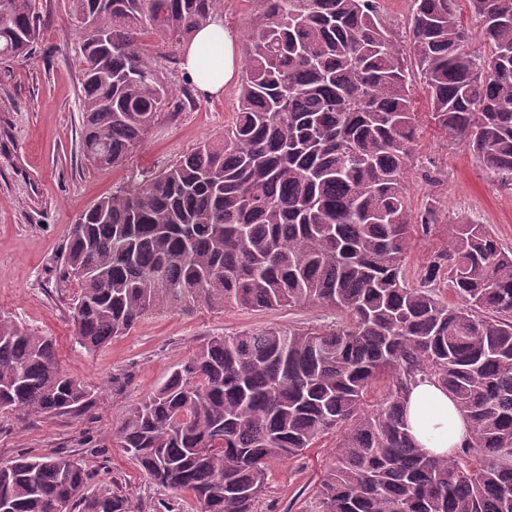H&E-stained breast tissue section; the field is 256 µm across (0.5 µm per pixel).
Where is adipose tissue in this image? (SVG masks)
<instances>
[{"mask_svg": "<svg viewBox=\"0 0 512 512\" xmlns=\"http://www.w3.org/2000/svg\"><path fill=\"white\" fill-rule=\"evenodd\" d=\"M181 67L200 93L216 97L237 74V35L214 17L201 27L181 53ZM408 433L424 451L448 455L463 447L470 437L466 420L458 412L447 391L433 379L417 377L405 403Z\"/></svg>", "mask_w": 512, "mask_h": 512, "instance_id": "ef3b65f1", "label": "adipose tissue"}]
</instances>
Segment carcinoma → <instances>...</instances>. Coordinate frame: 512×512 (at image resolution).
Returning <instances> with one entry per match:
<instances>
[{
	"label": "carcinoma",
	"instance_id": "obj_1",
	"mask_svg": "<svg viewBox=\"0 0 512 512\" xmlns=\"http://www.w3.org/2000/svg\"><path fill=\"white\" fill-rule=\"evenodd\" d=\"M263 4L224 142H202L72 225L76 342L96 351L149 311L195 303L321 306L339 317L324 330L209 337L127 411L120 447L200 512H255L271 464L336 430L318 512H512V248L483 224L450 223L409 279L414 238L447 215L436 201L414 211L405 180L415 68L447 142L512 186V0H414L406 39L379 0ZM69 8L84 59V158L118 165L172 95L144 39L180 48L222 0ZM466 8L481 22V51L460 20ZM40 25L36 0H0V61L30 54ZM418 375L448 390L472 430L466 447L433 456L407 433ZM379 382L386 397L368 411ZM87 397L50 337L0 315V411L66 414ZM88 479L68 456L22 454L0 464V512H67L73 501L81 512H136L122 495L86 494Z\"/></svg>",
	"mask_w": 512,
	"mask_h": 512
}]
</instances>
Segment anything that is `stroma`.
I'll use <instances>...</instances> for the list:
<instances>
[{"label":"stroma","mask_w":512,"mask_h":512,"mask_svg":"<svg viewBox=\"0 0 512 512\" xmlns=\"http://www.w3.org/2000/svg\"><path fill=\"white\" fill-rule=\"evenodd\" d=\"M41 34L28 59L0 62V314L49 336L64 372L81 382L88 399L68 414L20 418L0 412V462L22 453L81 460L91 474L88 492L128 497L138 512H199L186 493L154 487L118 448L115 434L132 406L142 402L178 363L214 335L272 326L325 328L336 319L325 307L251 311L195 305L146 315L127 335L87 352L73 324L79 295L69 278L65 245L86 208L116 188H130L166 170L205 141L220 142L238 107L240 80L218 97L195 95L170 106L140 148L119 166L95 168L82 155L83 59L68 0H36ZM262 0H224V23L246 56L249 22ZM421 134L406 172L410 204L438 197L448 223L485 224L512 248V189L500 187L464 144L444 142L429 117L427 95L413 86ZM335 433L321 436L296 458L274 463L258 512H313L315 490L333 462Z\"/></svg>","instance_id":"stroma-1"}]
</instances>
